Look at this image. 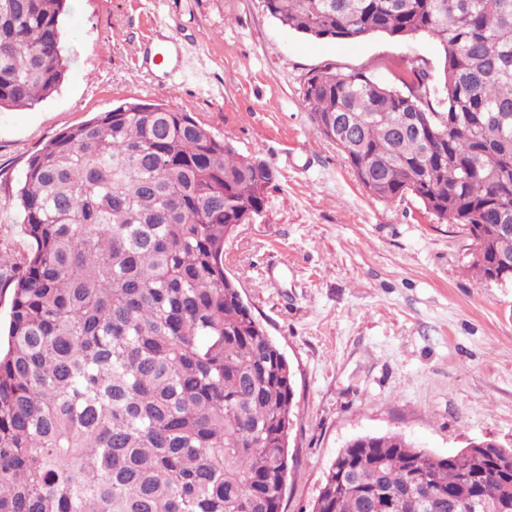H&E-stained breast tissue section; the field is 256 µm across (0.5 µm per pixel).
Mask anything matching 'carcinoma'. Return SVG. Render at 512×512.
Instances as JSON below:
<instances>
[{
	"mask_svg": "<svg viewBox=\"0 0 512 512\" xmlns=\"http://www.w3.org/2000/svg\"><path fill=\"white\" fill-rule=\"evenodd\" d=\"M67 0H0V109L65 75ZM315 39L427 34L396 86L328 68L306 80L315 130L379 199L407 194L473 240L469 268L512 283V0H263ZM444 93L446 112L433 100ZM272 169L163 102L119 105L27 161L31 250L0 352V512H281L295 405L288 361L224 269ZM437 457L403 435L337 454L313 512H459L512 504V448Z\"/></svg>",
	"mask_w": 512,
	"mask_h": 512,
	"instance_id": "cac0c4a2",
	"label": "carcinoma"
}]
</instances>
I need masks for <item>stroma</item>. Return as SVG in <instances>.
Listing matches in <instances>:
<instances>
[{
  "instance_id": "35a3bbf8",
  "label": "stroma",
  "mask_w": 512,
  "mask_h": 512,
  "mask_svg": "<svg viewBox=\"0 0 512 512\" xmlns=\"http://www.w3.org/2000/svg\"><path fill=\"white\" fill-rule=\"evenodd\" d=\"M57 92L0 110V252L28 240L17 190L60 131L124 102L162 99L274 172L265 205L224 246V266L293 372L285 512H312L337 453L361 435H404L448 455L512 448V284L479 281L472 241L413 196L366 192L303 102L329 67L389 84L405 58L439 78L428 35L318 40L261 0H81L62 20ZM171 44L148 73L147 40Z\"/></svg>"
}]
</instances>
